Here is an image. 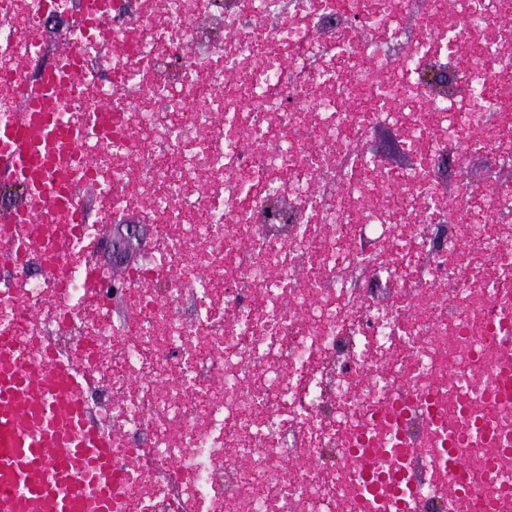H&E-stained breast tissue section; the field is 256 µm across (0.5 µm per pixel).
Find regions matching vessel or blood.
<instances>
[{
	"mask_svg": "<svg viewBox=\"0 0 512 512\" xmlns=\"http://www.w3.org/2000/svg\"><path fill=\"white\" fill-rule=\"evenodd\" d=\"M77 64L70 47L59 50L18 120L0 124V179L26 184L46 211L76 208L72 191L47 182L33 162L53 163L59 147L84 137L82 124L58 119ZM44 352V367H22L11 337L0 335V512H113L112 438L79 394L87 377L52 346Z\"/></svg>",
	"mask_w": 512,
	"mask_h": 512,
	"instance_id": "1",
	"label": "vessel or blood"
}]
</instances>
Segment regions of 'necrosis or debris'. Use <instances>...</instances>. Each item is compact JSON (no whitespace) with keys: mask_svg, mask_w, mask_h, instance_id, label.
Here are the masks:
<instances>
[{"mask_svg":"<svg viewBox=\"0 0 512 512\" xmlns=\"http://www.w3.org/2000/svg\"><path fill=\"white\" fill-rule=\"evenodd\" d=\"M80 6L0 0V118L55 21L82 63L68 120L112 112L48 174L92 196L95 223L55 214L62 244L0 225V246L61 267L0 264V327L24 364L52 336L91 370L117 512H406L407 487L448 512L452 456L477 512H512V403L472 380L512 333V180L439 182L459 150L512 157V104L489 96L512 83V0H112L108 41ZM385 128L411 163L363 149ZM132 212L154 233L116 280L100 227ZM349 448L400 459L403 486Z\"/></svg>","mask_w":512,"mask_h":512,"instance_id":"1","label":"necrosis or debris"}]
</instances>
